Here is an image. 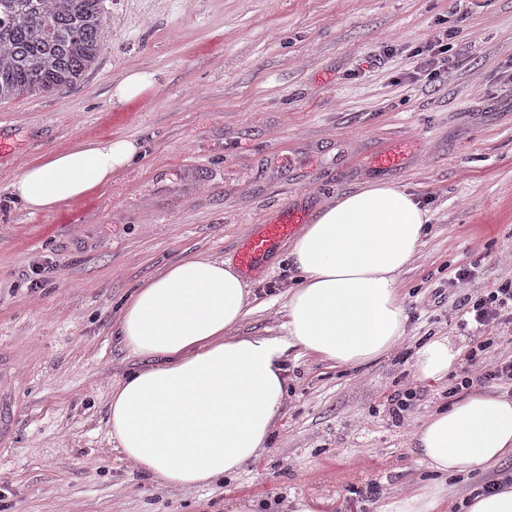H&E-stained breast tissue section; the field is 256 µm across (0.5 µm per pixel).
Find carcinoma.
<instances>
[{"instance_id": "1", "label": "carcinoma", "mask_w": 512, "mask_h": 512, "mask_svg": "<svg viewBox=\"0 0 512 512\" xmlns=\"http://www.w3.org/2000/svg\"><path fill=\"white\" fill-rule=\"evenodd\" d=\"M105 0H0V101L80 82L112 39Z\"/></svg>"}]
</instances>
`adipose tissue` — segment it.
<instances>
[{"mask_svg": "<svg viewBox=\"0 0 512 512\" xmlns=\"http://www.w3.org/2000/svg\"><path fill=\"white\" fill-rule=\"evenodd\" d=\"M130 138L84 140L25 168L12 193L51 212L111 183L139 153ZM430 221L412 194L375 181L323 206L287 245L300 283L285 335L237 336L249 294L230 262L185 257L138 288L119 334L141 365L112 391L109 426L121 454L160 484L207 487L258 457L287 394L281 357L296 348L339 368L379 360L404 339L398 277ZM463 350L436 336L414 352L419 379L439 380ZM427 469L448 477L512 458V398L476 391L429 414L411 437ZM442 485L413 488L381 512H448Z\"/></svg>", "mask_w": 512, "mask_h": 512, "instance_id": "ef3b65f1", "label": "adipose tissue"}]
</instances>
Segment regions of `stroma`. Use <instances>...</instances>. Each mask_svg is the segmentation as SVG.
<instances>
[{
	"instance_id": "stroma-1",
	"label": "stroma",
	"mask_w": 512,
	"mask_h": 512,
	"mask_svg": "<svg viewBox=\"0 0 512 512\" xmlns=\"http://www.w3.org/2000/svg\"><path fill=\"white\" fill-rule=\"evenodd\" d=\"M112 40L78 85L0 102V512H224L225 500L334 499L379 512L432 480L410 438L454 377L418 380L414 345L469 341L467 298L512 283V0H107ZM447 35V69L420 54ZM153 73L113 105L127 70ZM144 149L110 184L33 215L10 185L79 140ZM430 213L399 277L406 336L358 370L290 348L270 441L237 476L161 486L110 436L139 365L118 334L145 282L192 254L235 260L283 206L314 217L372 181ZM298 275L286 245L249 279L242 336L280 338ZM415 390L404 421L388 398Z\"/></svg>"
}]
</instances>
